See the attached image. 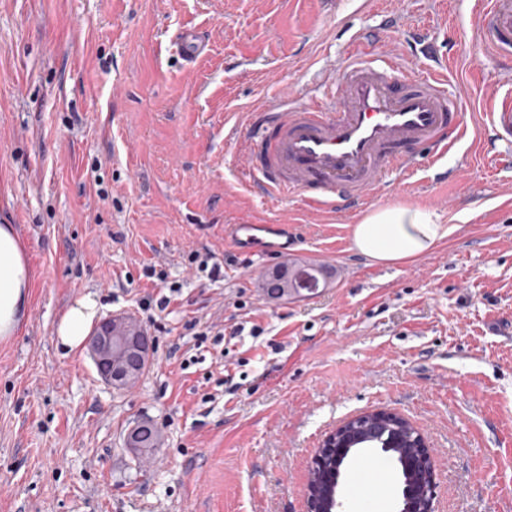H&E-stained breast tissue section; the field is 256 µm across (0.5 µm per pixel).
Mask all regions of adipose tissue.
Listing matches in <instances>:
<instances>
[{"instance_id":"obj_1","label":"adipose tissue","mask_w":512,"mask_h":512,"mask_svg":"<svg viewBox=\"0 0 512 512\" xmlns=\"http://www.w3.org/2000/svg\"><path fill=\"white\" fill-rule=\"evenodd\" d=\"M431 209L388 204L368 211L351 228L354 249L383 265H396L429 253L451 233ZM32 271L22 240L14 227L0 225V338L15 335L26 305ZM97 315V304L85 298L71 306L56 328L59 343L81 346Z\"/></svg>"}]
</instances>
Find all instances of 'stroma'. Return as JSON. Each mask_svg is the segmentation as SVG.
Returning <instances> with one entry per match:
<instances>
[{"instance_id":"35a3bbf8","label":"stroma","mask_w":512,"mask_h":512,"mask_svg":"<svg viewBox=\"0 0 512 512\" xmlns=\"http://www.w3.org/2000/svg\"><path fill=\"white\" fill-rule=\"evenodd\" d=\"M476 0H0V224L33 271L27 316L0 340V512H306L324 433L390 409L425 433L439 512H512V142L487 131L512 76L466 47ZM187 28L209 52H172ZM413 72L465 81L475 138L428 172L387 184L379 205L434 210L450 236L410 263L357 253L360 212L326 218L248 190L244 115L287 95L331 101L356 44ZM232 224H293L292 261L327 270L302 298L267 297L225 238ZM206 248L211 280L189 266ZM163 265L181 293L155 317L138 301ZM136 318L148 367L116 391L86 347L55 329L84 297ZM240 322L260 336L199 343ZM152 424L159 445L123 440ZM346 512H399L402 476ZM189 264L194 265L200 272L207 273L212 279H218L224 275V266L210 250H192L187 255Z\"/></svg>"}]
</instances>
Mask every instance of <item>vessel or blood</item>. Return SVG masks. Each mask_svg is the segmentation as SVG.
I'll return each mask as SVG.
<instances>
[{
	"label": "vessel or blood",
	"instance_id": "1",
	"mask_svg": "<svg viewBox=\"0 0 512 512\" xmlns=\"http://www.w3.org/2000/svg\"><path fill=\"white\" fill-rule=\"evenodd\" d=\"M475 44L482 53L512 60V0H485L477 15ZM202 32L183 30L173 44L177 57L194 64L206 51ZM395 58L373 65L357 48L339 74L336 105L275 100L245 115L241 143L249 187L279 201L299 197L307 209L325 213L359 210L382 189L387 175L406 181L423 168L434 182L447 181L442 167L448 153L469 134L460 105L448 96L444 72L399 77ZM490 133L512 139V98H503L489 114ZM233 247L262 273L255 257L275 260L295 244L284 224H235ZM357 492H384V470L376 462L356 471Z\"/></svg>",
	"mask_w": 512,
	"mask_h": 512
}]
</instances>
